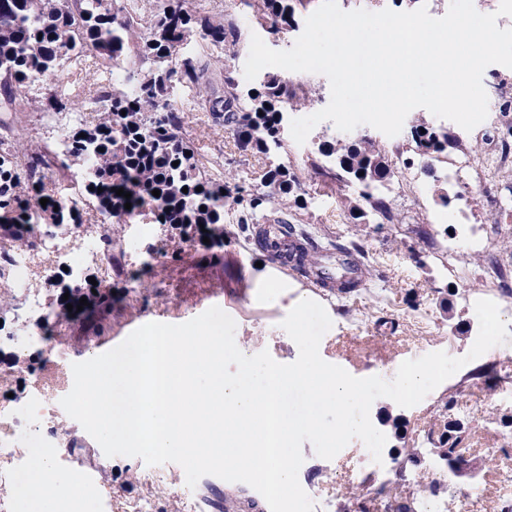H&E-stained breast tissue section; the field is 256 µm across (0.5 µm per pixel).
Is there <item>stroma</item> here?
I'll return each mask as SVG.
<instances>
[{
  "mask_svg": "<svg viewBox=\"0 0 512 512\" xmlns=\"http://www.w3.org/2000/svg\"><path fill=\"white\" fill-rule=\"evenodd\" d=\"M511 124L512 118L501 115L496 122L464 132L463 146L447 151V167L452 170L463 162L470 171L464 182L452 179L441 188L422 174L404 135L383 137L388 160L399 170L400 183L390 193L392 206L399 215L423 217L435 242L434 248L425 249L419 264L407 254L411 238L389 225L353 223L342 197L325 188L322 180L303 179L301 194L308 202L300 213L303 224L323 239L358 234L368 254L385 267L386 279L378 288L346 301L266 262L262 252L237 236L233 206L224 209L226 235L220 249L180 241L174 231L159 224L119 225L112 252L121 266L113 270L109 282L114 291L111 305L97 306L85 319L67 320L60 351L42 344L0 347V368L9 372L0 381V407L17 405L29 393L33 371L54 367L68 373L73 363L99 355L100 338H109L116 346L144 324H181L216 302L234 319L235 342L242 353L252 356L265 350L284 364L294 362L299 349L281 322L302 298L321 304L332 321L320 342L322 359L354 377L389 381L405 360L435 351L467 355L479 330L472 297H496L501 307L512 309V291L497 295L483 267L475 264L477 251L470 245L472 235H481L497 261L512 264V169L485 166L496 148L495 138L506 134ZM185 134L206 164L228 166L242 183L256 182L257 160L238 150L223 127L192 119ZM58 136V124L34 108L10 118L8 137L15 147L51 145ZM345 137L333 122H321L304 144L289 142L288 162L304 172L321 143ZM443 191L451 195L450 205L442 204ZM444 211L450 212V220L437 222ZM505 323L506 354L490 350L469 361L414 407H400L387 397L373 402L371 422L387 437L382 464L391 470L388 479H381L382 464H375L360 439H352L330 460L319 457L311 443H303L298 479L314 512H342L346 507L351 512H381L375 495L349 500L361 476L386 483L393 496H406L413 488L414 473L403 468L396 451L411 444L424 446L437 408L451 395L457 399L455 414L468 425L469 456L480 470L475 481H459L456 488L468 492L471 512H496L501 491L496 479L512 470V429L500 421L501 415L512 414V401L500 403L492 415L484 396L512 392V316ZM60 427L79 442L61 471L91 473L103 453L101 446L76 420L61 419ZM184 481L178 464L150 466L138 457L115 456L105 477L94 481L83 512H100L98 502L103 498L111 500L110 512H182L179 496Z\"/></svg>",
  "mask_w": 512,
  "mask_h": 512,
  "instance_id": "35a3bbf8",
  "label": "stroma"
}]
</instances>
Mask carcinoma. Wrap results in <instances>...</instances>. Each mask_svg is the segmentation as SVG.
Returning a JSON list of instances; mask_svg holds the SVG:
<instances>
[{"label": "carcinoma", "mask_w": 512, "mask_h": 512, "mask_svg": "<svg viewBox=\"0 0 512 512\" xmlns=\"http://www.w3.org/2000/svg\"><path fill=\"white\" fill-rule=\"evenodd\" d=\"M301 4L303 0H245L258 26L274 37L299 24ZM243 40L229 9H192L189 0H0V112L22 109L29 88L42 74L65 65L92 59L112 74L111 84L95 86L85 96L96 113L94 124L71 117L61 127L60 144L30 153L0 140V235L21 251L28 248L35 224L65 228L85 223L84 206L68 201L62 190V183L79 170L83 197L96 213L112 216L105 229L109 240L114 225L140 217L169 226L185 241L206 237V248H222L224 207L231 202L242 206L239 231L258 250L267 251L270 230L276 228L299 242L295 260L301 276H318L328 291L343 297L369 290L383 278V270L369 259L361 240L329 242L339 262L333 270L323 262L329 247L299 226L297 214L290 212L292 207L306 208L307 201L298 194V176L282 162L288 154L286 114L308 105L312 90L277 73L265 74L253 87L241 84L223 58L234 57ZM193 41L208 53H188ZM216 51L224 57L214 55ZM178 85L209 89L195 100L193 111L206 113L208 121L224 127L239 148L258 156L259 182L241 185L203 163L184 134V109L174 97ZM69 101L50 91L40 97L39 111L54 118L71 111ZM407 139L423 172L432 176L434 160L456 136L446 126L416 120ZM319 153L333 157V165L315 157L309 164L310 176L323 178L339 191L359 189L350 205L355 223H402L378 191L395 171L374 136L359 133ZM119 188L131 197L116 195ZM155 189L160 196L152 195ZM42 198L48 199L44 206ZM49 287L69 293L66 300L56 295L58 318L71 317L67 305L77 306L83 297L96 296L101 304L109 300V293L88 277L81 288L73 289L71 277L62 269ZM455 405L453 396L443 401L426 442L438 458L469 466L467 431L451 426L444 414ZM443 471L442 478L427 470L417 472L416 493L448 491L455 475L446 467Z\"/></svg>", "instance_id": "1"}]
</instances>
